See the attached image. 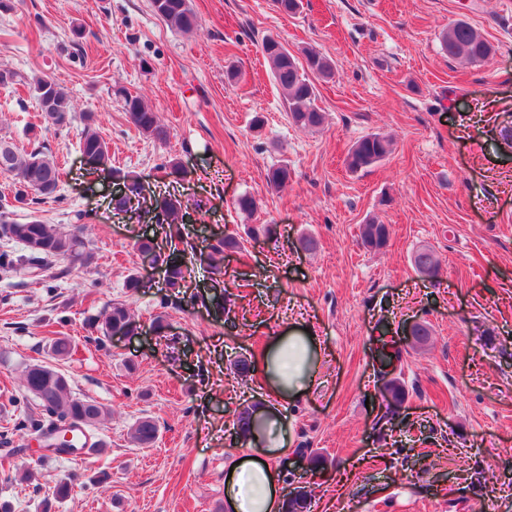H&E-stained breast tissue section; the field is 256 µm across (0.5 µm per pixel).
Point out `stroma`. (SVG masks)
<instances>
[{
	"instance_id": "obj_1",
	"label": "stroma",
	"mask_w": 512,
	"mask_h": 512,
	"mask_svg": "<svg viewBox=\"0 0 512 512\" xmlns=\"http://www.w3.org/2000/svg\"><path fill=\"white\" fill-rule=\"evenodd\" d=\"M198 28L173 30L150 0H12L0 11V66L17 74L0 87V137L46 147L61 167L54 197L15 209L71 229L86 214L95 256L55 280L0 274V430L40 418L24 399L22 369L55 362L77 396L105 405L93 431L102 452L44 457L30 430L0 445V503L11 512H227L224 477L249 455L267 459L284 492L304 488L307 512H512V0H303L300 13L273 0H190ZM469 22L495 48L488 60L449 59L440 33ZM281 41L330 58L316 80L326 122L291 125L261 54ZM46 74L73 108L60 127L30 89ZM141 97L168 127L166 143L130 123L124 95ZM94 113L112 166L151 190L176 187L204 252L210 233L244 236L273 224V237L246 239L224 255L222 293L199 260L180 292L136 248L156 235L112 208L113 179L90 173L80 150L82 116ZM261 128H253L254 119ZM371 133L393 136L388 159L350 172L344 159ZM184 171L167 173L166 161ZM288 164L281 191L266 173ZM254 196L253 215L239 196ZM390 224L388 245L363 248L369 218ZM311 235L316 251L301 249ZM427 245L437 276L419 274L413 251ZM144 278L128 291L129 273ZM218 296L225 307L190 304ZM126 304L138 336L97 343L91 323L106 304ZM164 315L157 333L153 320ZM428 324L430 341L409 335ZM308 329L320 344L313 383L292 399L269 398L287 441L271 448L239 437L236 411L258 401L260 352L275 336ZM70 354L53 361L51 340ZM255 361L249 377L235 363ZM404 381L401 408L387 410L382 376ZM159 426L153 447L129 435L140 418ZM326 465L313 469L310 454ZM69 493L57 498L60 482Z\"/></svg>"
}]
</instances>
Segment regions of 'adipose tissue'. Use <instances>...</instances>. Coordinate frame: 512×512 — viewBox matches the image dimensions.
Segmentation results:
<instances>
[{"instance_id":"obj_1","label":"adipose tissue","mask_w":512,"mask_h":512,"mask_svg":"<svg viewBox=\"0 0 512 512\" xmlns=\"http://www.w3.org/2000/svg\"><path fill=\"white\" fill-rule=\"evenodd\" d=\"M319 346L305 331H287L264 352V384L276 398L296 395L309 381ZM228 512H280L284 500L269 464L256 458L241 460L225 481Z\"/></svg>"}]
</instances>
